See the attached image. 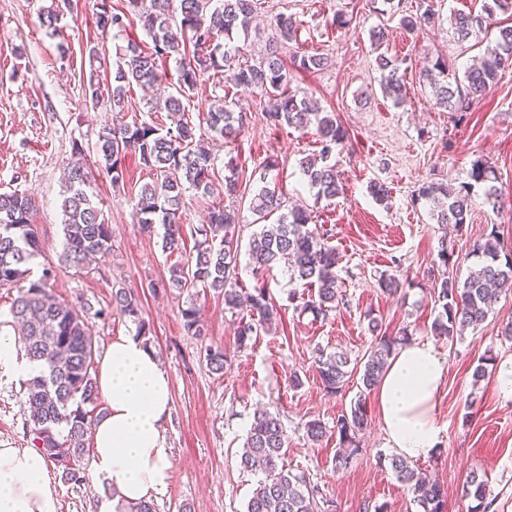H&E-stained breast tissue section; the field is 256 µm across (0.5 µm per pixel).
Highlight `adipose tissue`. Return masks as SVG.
I'll list each match as a JSON object with an SVG mask.
<instances>
[{"instance_id":"obj_1","label":"adipose tissue","mask_w":512,"mask_h":512,"mask_svg":"<svg viewBox=\"0 0 512 512\" xmlns=\"http://www.w3.org/2000/svg\"><path fill=\"white\" fill-rule=\"evenodd\" d=\"M29 378L40 371L20 350L10 321L0 322V367ZM448 371L444 356L429 341L399 348L377 388L376 405L387 444L406 459L433 456L441 428L438 394ZM105 397L104 413L92 426V483L112 484L99 512H124L126 506L161 494L171 476L165 437L170 418L171 381L149 346L131 336L112 340L95 374ZM0 512H58V491L45 456L33 448L0 444Z\"/></svg>"}]
</instances>
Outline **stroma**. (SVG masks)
Returning <instances> with one entry per match:
<instances>
[{
    "label": "stroma",
    "mask_w": 512,
    "mask_h": 512,
    "mask_svg": "<svg viewBox=\"0 0 512 512\" xmlns=\"http://www.w3.org/2000/svg\"><path fill=\"white\" fill-rule=\"evenodd\" d=\"M44 2L0 0V192L17 189L36 198L34 223L43 252L33 261L32 274L54 267L49 287L56 297L76 306L110 309L113 291L123 287L139 301L141 317L151 329L148 344L172 384V415L165 432L172 476L154 500L157 512H246L258 478L239 469L237 455L258 408L280 416L288 439L285 467L318 485L329 512H422L389 466L392 451L375 395L366 398L368 421L348 470L335 469L337 433L318 441L306 434L309 420L332 424L355 400L359 387L354 376L339 393H326L313 368L316 350L361 358L375 341L368 329L372 316L389 334L405 327L412 339L433 340L447 360L438 403V449L415 463L445 488L444 512H467L460 488L478 465L487 472L488 512H512V398L499 393L493 377L498 363L512 359V342L498 337L499 327L512 322V292L501 297L477 330L453 338L432 333L440 310L436 276L445 271L465 278L475 262L473 244L490 231H498L512 249V68L502 72L485 96L472 100L460 122L436 105L420 76L425 59L445 57L460 74L479 55L471 42H458L451 19L457 12L479 11L481 0H404V10L428 6L435 13L431 23L412 34L401 29L398 15L380 11L375 0H263L256 25L234 40L241 61L258 59L275 36L270 18L279 12L292 15L298 25L284 59L305 52L328 59L324 69L292 72L291 87L312 94L321 111L334 115L347 132L331 157L344 175L346 193L330 202L314 200L299 169L300 159L316 151L315 127L268 126L267 96L243 86L219 85L209 74L200 77L186 105L192 124H204L214 99L223 96L247 115L235 142L211 149L217 172H224L227 162L237 165L239 191L223 204L236 213L241 244L260 229L249 203L259 188L256 170L274 156L280 166L270 180L282 186L289 204L313 209L318 227L339 254L336 273L345 305L323 321L299 315L295 298L304 294V287L286 267L275 268L264 280L281 319L243 350L235 342L241 311L228 310L211 291L197 288L187 296L166 287L170 267L182 254L192 253V230L205 222L211 198L187 190L184 251H163L161 233H144L137 222L136 197L152 179L137 156L127 158L120 187H112L102 175L93 183L95 201L112 228L111 253L80 272L60 267L63 170L73 161L76 144L82 147L83 162L94 166L98 133L113 119L112 113L84 100V50L99 43L113 55L124 52L128 38L145 46L151 40L138 27L126 34H102L95 23L99 0H78L73 16L62 20L57 34H48L39 18ZM339 14L346 15L348 25L335 24ZM379 27L389 31L390 54L411 60L406 102L400 107L380 90L378 51L370 37ZM476 159L494 170L502 206L495 210L474 197L463 228L441 229L418 191L432 182L469 181ZM373 183L386 187L387 202L375 200L369 190ZM445 242L454 252L443 269L437 253ZM384 274L401 280L400 293L380 290L377 280ZM190 299L207 329L201 339L183 328L181 310ZM205 344L227 353L222 372L207 367L201 353ZM490 354L495 362L488 367L489 378L474 385V368ZM294 374L301 386L290 385ZM27 417L22 380L0 371V444L29 447Z\"/></svg>",
    "instance_id": "35a3bbf8"
}]
</instances>
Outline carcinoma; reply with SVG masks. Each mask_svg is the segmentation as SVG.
<instances>
[{"label":"carcinoma","instance_id":"carcinoma-1","mask_svg":"<svg viewBox=\"0 0 512 512\" xmlns=\"http://www.w3.org/2000/svg\"><path fill=\"white\" fill-rule=\"evenodd\" d=\"M72 2L50 0L40 7L42 25L56 33L62 20L74 12ZM256 10V0H128L129 14L149 35L152 46L144 49L129 39L125 53L115 61L97 44L85 48V95L92 108L103 107L118 114L128 107L127 92L132 85H159L166 78L163 63L172 59L177 64L176 93L149 102V111L167 113L169 126L145 121L113 122L103 126L96 145L99 170L114 186L124 181L125 161L130 153L138 155L141 163L153 172V180L140 189L135 211L144 232L153 231L157 224L162 226V248L171 254L181 252L185 191L191 188L206 197L214 194L216 188L215 163L208 141L232 143L245 124V115L222 99L207 112L206 130L195 133L185 101L205 73L220 74L227 83L267 95L271 107L265 119L271 126L285 124L304 129L316 124L319 159H302L301 173L317 202L334 200L345 192L342 175L330 158L345 141L346 131L334 117L319 111L310 97L290 89V76L280 57V49L295 36L296 20L286 14L277 15L274 24L279 38L265 48L258 62L234 64L236 49L230 46V40L233 33L248 30ZM498 14L512 16V0H482L480 11L454 14L452 26L458 39L464 41L487 33ZM127 15L113 12L110 0H100L96 25L104 34L110 30L124 32ZM429 19L427 10L419 15L405 14L400 25L413 33ZM404 64L405 60L384 53L376 57L383 95L397 106L406 102ZM325 65V57L319 54L294 60V67L304 71L320 70ZM511 65L512 25H501L494 40L473 60L463 77L449 76L448 60L442 56L427 61L421 75L430 84L437 105L450 112H463L470 100L485 95L496 84L499 72ZM277 166V160L266 158L259 176L262 186L251 199L262 228L249 243V258L254 269L263 272L273 270L283 261L289 262L291 278L314 290L297 305L300 313L311 315L315 321L325 320L344 303L336 275L339 254L329 245L325 234L309 227L313 223L312 211L305 206H287L279 185L268 181V175ZM470 177L471 181L458 185L435 182L419 189L418 197L430 202L436 223L456 227L466 224L477 185L483 190L485 204L499 208L501 189L487 162L475 160ZM35 207L33 196L25 192L0 193V288L18 289L11 316L20 327L26 357L42 366L40 373L24 384L30 442L47 458L64 462L59 467L62 481L79 485L85 481V469L78 461L90 449L98 400L96 350L88 334L89 316L107 318L115 310L136 325V335H146L147 327L137 298L123 288L112 294L113 310L92 313L56 298L48 289L49 272H43L37 280L30 279V263L41 248L33 224ZM61 211L63 266L83 270L91 257L110 253L111 225L94 202L89 173L79 158L68 165ZM274 214V223H264ZM236 225L235 211L225 209L221 203L212 206L208 223L197 228L200 239L195 242L194 253L186 262L170 267L168 287L187 292L201 286L223 297L226 308L246 309L248 318L239 321L236 331L238 348L244 349L258 332L277 321L280 313L272 303L266 283L257 284L250 291L238 286L240 238ZM473 253L477 262L464 280L448 275L438 281L441 311L432 325L436 336H460L469 328L479 327L500 297L512 292V252L504 248L499 233L492 231L475 242ZM181 316L187 334L206 335L194 302L181 310ZM369 329L380 334V338L362 359L354 362L344 352L326 354L320 350L314 360L321 385L330 394L341 391L352 374L360 375L356 400L350 410L336 417L334 425L342 444L335 458L338 471L346 470L359 451L358 435L367 424L366 395L380 383L398 347L409 341L406 328L395 336L382 334L374 317L369 319ZM204 359L217 373L227 363L226 353L218 347L206 348ZM286 447L287 437L279 416L265 409L256 410L239 465L242 470L262 474L264 478L258 481L246 512H326L317 485L305 475L279 466ZM389 463L423 512H443V486L422 478L403 457L395 455ZM487 494V475L478 465L464 481L461 499L471 502L468 512H484L489 508Z\"/></svg>","mask_w":512,"mask_h":512}]
</instances>
